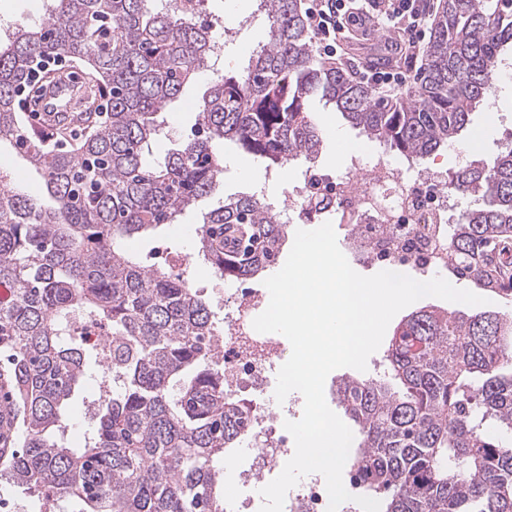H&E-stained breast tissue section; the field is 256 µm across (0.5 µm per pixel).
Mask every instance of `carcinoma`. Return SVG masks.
I'll list each match as a JSON object with an SVG mask.
<instances>
[{"instance_id":"cac0c4a2","label":"carcinoma","mask_w":512,"mask_h":512,"mask_svg":"<svg viewBox=\"0 0 512 512\" xmlns=\"http://www.w3.org/2000/svg\"><path fill=\"white\" fill-rule=\"evenodd\" d=\"M162 0H49L0 46V142L41 173L52 204L0 171V355L8 361L19 449L0 454V484L41 498L47 512H224V452L250 437L251 408L224 390L216 312L183 275L146 266L123 240L173 224L210 195L232 141L281 169L314 160L323 138L306 112L319 96L368 140L407 161L448 148L486 107L495 67L512 50V0H442L413 95L380 102L317 53L301 0H261L267 40L248 66L221 74L198 105L197 137L148 160L159 114L209 68L222 33L171 14ZM64 57L92 70L78 103L110 107L78 147H47L54 126L16 112L35 61ZM479 202L448 225L459 278L512 296L477 252L512 242V147L488 166L448 176ZM198 257L216 275L272 267L288 239L279 212L255 194L202 214ZM112 331L106 395L82 448L64 439L62 409L104 354L81 329ZM512 319L493 311L421 309L398 326L375 376L333 385L355 429L350 480L380 512H512Z\"/></svg>"}]
</instances>
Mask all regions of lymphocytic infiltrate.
<instances>
[{"label": "lymphocytic infiltrate", "instance_id": "f902f5d3", "mask_svg": "<svg viewBox=\"0 0 512 512\" xmlns=\"http://www.w3.org/2000/svg\"><path fill=\"white\" fill-rule=\"evenodd\" d=\"M350 0H307L305 16L318 43L333 54H341L353 27L361 25L394 38L383 45L393 54L396 67L385 70L365 65L361 60L349 62L353 77L380 88L393 89L404 84L426 55V32L432 16L430 0H384L382 8L360 14L351 11Z\"/></svg>", "mask_w": 512, "mask_h": 512}]
</instances>
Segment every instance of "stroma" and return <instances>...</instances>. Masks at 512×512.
Returning a JSON list of instances; mask_svg holds the SVG:
<instances>
[{
  "instance_id": "obj_1",
  "label": "stroma",
  "mask_w": 512,
  "mask_h": 512,
  "mask_svg": "<svg viewBox=\"0 0 512 512\" xmlns=\"http://www.w3.org/2000/svg\"><path fill=\"white\" fill-rule=\"evenodd\" d=\"M264 36L265 27L259 24L252 28L235 29L233 36L224 40L219 52V64L202 72L195 83L184 89L180 99L167 107L163 114V134L153 146L154 156L164 155L167 150L186 139L196 123V103L207 89L212 76L241 70L247 64L243 47L259 44ZM490 103L489 111L476 112L471 116V128L482 138L478 155L487 164L493 163L501 150L512 144V85L497 82L491 93ZM308 112L311 120L323 133L324 147L315 164L324 172L337 174L343 171L346 167L345 156L355 149L365 152L374 150L385 160H396V153L374 147L373 143L351 128L340 113L324 100L312 98L308 104ZM216 149L224 160V173L214 199L260 191L271 197L281 196L295 173L306 166L305 161L298 160L280 171L270 172L259 158L235 143L221 142ZM212 201L213 199L201 201L197 208L181 215L177 223L162 225L152 234L133 241L131 250L141 259L157 249L175 256L195 255L198 249L196 228L202 213L211 207ZM192 282L204 298L214 305L218 304L220 295H232L239 288L259 289L263 286V280L259 277L240 282L219 278L204 264L195 268ZM100 379V369L96 365H89L86 379L65 409V437L71 447H81L92 430V422L84 415V404L97 397Z\"/></svg>"
}]
</instances>
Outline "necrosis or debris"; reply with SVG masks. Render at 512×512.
I'll list each match as a JSON object with an SVG mask.
<instances>
[{"instance_id": "4bbe7bcc", "label": "necrosis or debris", "mask_w": 512, "mask_h": 512, "mask_svg": "<svg viewBox=\"0 0 512 512\" xmlns=\"http://www.w3.org/2000/svg\"><path fill=\"white\" fill-rule=\"evenodd\" d=\"M293 224L336 220L347 228L345 249L357 260L399 269L412 266L422 273H450L448 226L455 221L456 203L448 172L439 167L411 169L365 152H353L337 176L307 167L289 182L280 202ZM264 304L261 291L224 302V325L218 336L226 386L236 392L263 391L264 373L281 365L282 344L252 326L254 310ZM283 405L270 402L254 408V426L264 436L250 450L248 465L237 473L238 494L224 500L225 512H259L244 488L263 474L283 469L293 453V437L281 426ZM326 485L319 474L289 491L286 512H326Z\"/></svg>"}]
</instances>
